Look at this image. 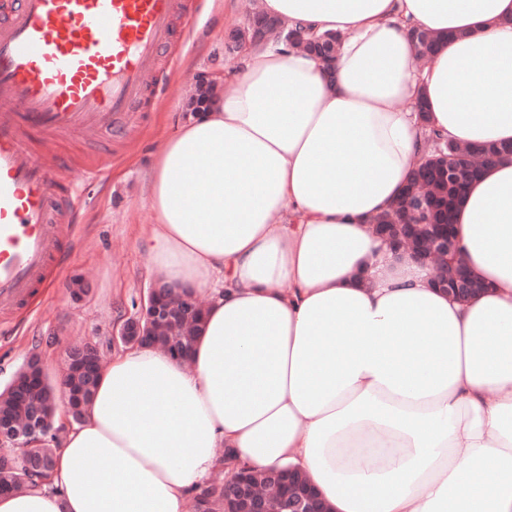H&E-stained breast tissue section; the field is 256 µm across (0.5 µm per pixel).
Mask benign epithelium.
Returning a JSON list of instances; mask_svg holds the SVG:
<instances>
[{
    "label": "benign epithelium",
    "instance_id": "7a95c632",
    "mask_svg": "<svg viewBox=\"0 0 512 512\" xmlns=\"http://www.w3.org/2000/svg\"><path fill=\"white\" fill-rule=\"evenodd\" d=\"M276 30L282 40H297L298 48L306 50V35L294 37L289 28L271 17H257L250 22V29H238L229 33V50L236 52L253 43L265 40L267 32ZM227 74L218 76L202 74L195 87L198 93H210L218 84L224 82ZM373 232L388 241L395 249L410 254L413 258L433 266V277L439 286L451 288V297L466 300L473 296L477 284L474 275L465 263L459 259L456 239L451 230L443 226L427 239L420 240L407 228H393L389 224L371 225ZM205 305L197 298L179 294L171 287L156 283L148 291L137 315L128 318L118 331L112 333L111 341L122 342L126 346H152L163 349L177 359L189 357L190 348L180 345L173 337L179 327H197L201 324ZM70 363L80 367L81 373L93 381L101 368L100 349L92 341L71 345L67 348ZM66 388V408L72 420L78 419L77 406L82 393L74 391L68 384ZM57 397L49 393L46 397L35 400L28 409V414L0 413V446L19 448L28 464L47 475L51 474L55 460L37 456L29 451V440L34 437H46L54 432V417ZM291 485V473L275 470L269 481L263 486L253 485L240 466L231 470L224 479V512H271L273 503L279 504L282 512H321L319 498L311 489H306L298 499H291L287 486Z\"/></svg>",
    "mask_w": 512,
    "mask_h": 512
}]
</instances>
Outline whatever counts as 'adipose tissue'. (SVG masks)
<instances>
[{
  "mask_svg": "<svg viewBox=\"0 0 512 512\" xmlns=\"http://www.w3.org/2000/svg\"><path fill=\"white\" fill-rule=\"evenodd\" d=\"M342 36L334 74L249 47L167 136L138 244L207 303L189 361L125 348L54 469L0 512H182L217 465L304 472L330 512H512V157L455 208L465 302L371 229L426 131L512 141V0H262ZM446 40L425 66L411 34Z\"/></svg>",
  "mask_w": 512,
  "mask_h": 512,
  "instance_id": "ef3b65f1",
  "label": "adipose tissue"
}]
</instances>
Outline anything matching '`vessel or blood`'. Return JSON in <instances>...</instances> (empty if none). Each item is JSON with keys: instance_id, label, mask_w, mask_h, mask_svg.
<instances>
[{"instance_id": "b4317fda", "label": "vessel or blood", "mask_w": 512, "mask_h": 512, "mask_svg": "<svg viewBox=\"0 0 512 512\" xmlns=\"http://www.w3.org/2000/svg\"><path fill=\"white\" fill-rule=\"evenodd\" d=\"M191 21L187 0H0V313L66 263L62 227L107 174L32 141L125 137L129 112L160 91V51Z\"/></svg>"}]
</instances>
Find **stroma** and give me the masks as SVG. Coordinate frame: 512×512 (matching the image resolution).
<instances>
[{"mask_svg": "<svg viewBox=\"0 0 512 512\" xmlns=\"http://www.w3.org/2000/svg\"><path fill=\"white\" fill-rule=\"evenodd\" d=\"M262 0H192L197 23L183 30L170 48L169 65L157 73L169 89L147 99L131 116L139 132L127 141H113L111 154L96 146H65L85 166L108 163L110 173L88 186L87 204L69 240L70 261L47 275L44 288L34 292L23 310L0 321V390L33 353L39 354L50 377H58L65 348L92 340L105 358L115 354L108 338L113 326L134 316L153 279L150 258L137 239L150 223L147 205L149 172L162 140L186 115L185 94L199 73L218 72L237 63L225 39L236 27H246ZM80 281L86 290L74 301L69 285Z\"/></svg>", "mask_w": 512, "mask_h": 512, "instance_id": "1", "label": "stroma"}]
</instances>
